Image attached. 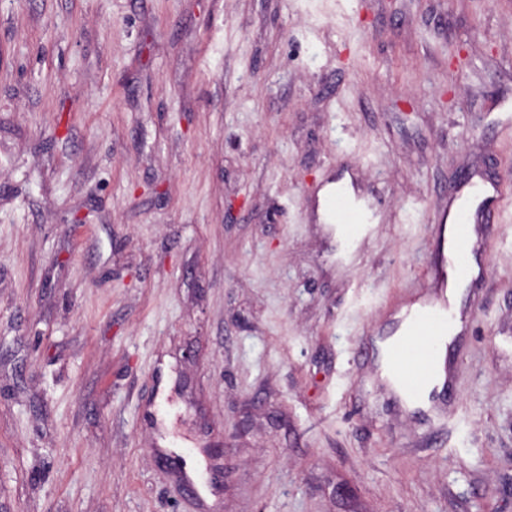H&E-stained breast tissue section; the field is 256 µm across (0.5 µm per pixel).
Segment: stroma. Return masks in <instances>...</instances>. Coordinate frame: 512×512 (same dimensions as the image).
<instances>
[{"mask_svg":"<svg viewBox=\"0 0 512 512\" xmlns=\"http://www.w3.org/2000/svg\"><path fill=\"white\" fill-rule=\"evenodd\" d=\"M466 175L505 206L424 419L376 344ZM0 512H512V0H0ZM327 207L340 224H353L348 225L351 233L360 234L368 229L371 221L370 207H359L342 187L328 198Z\"/></svg>","mask_w":512,"mask_h":512,"instance_id":"obj_1","label":"stroma"}]
</instances>
